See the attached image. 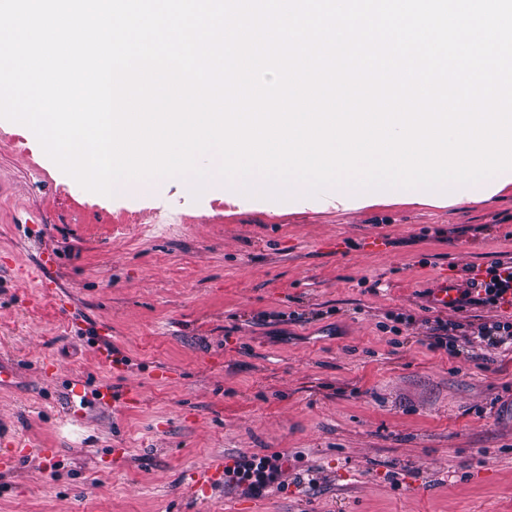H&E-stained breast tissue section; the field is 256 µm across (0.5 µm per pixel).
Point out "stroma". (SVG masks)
Listing matches in <instances>:
<instances>
[{
    "mask_svg": "<svg viewBox=\"0 0 512 512\" xmlns=\"http://www.w3.org/2000/svg\"><path fill=\"white\" fill-rule=\"evenodd\" d=\"M469 192L346 208L325 193L197 197L173 177L95 197L0 119V354L23 372L0 416L38 446L0 474V512H512V354L464 344L453 357L427 339L436 319L512 321L507 305L426 302L434 275L467 280L512 257V184ZM372 236L390 254L361 253ZM47 252L81 318L130 360L125 375L27 278ZM47 355L61 373L45 381ZM159 365L174 380L155 381ZM73 378L115 398L80 408L79 442L58 424ZM277 454L283 489L182 494L213 458Z\"/></svg>",
    "mask_w": 512,
    "mask_h": 512,
    "instance_id": "1",
    "label": "stroma"
}]
</instances>
